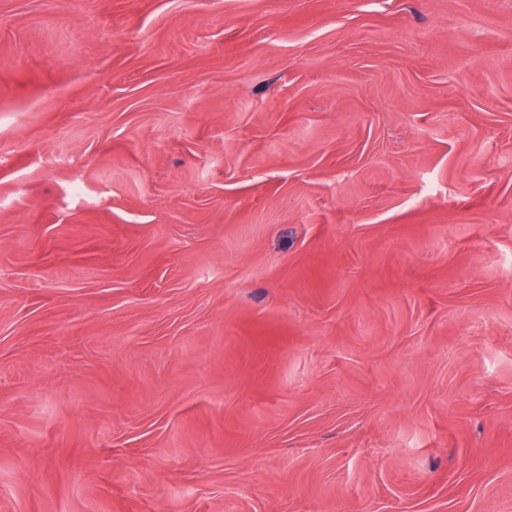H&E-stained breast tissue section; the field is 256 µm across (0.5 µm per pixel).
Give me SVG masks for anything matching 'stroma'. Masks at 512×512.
<instances>
[{
  "instance_id": "stroma-1",
  "label": "stroma",
  "mask_w": 512,
  "mask_h": 512,
  "mask_svg": "<svg viewBox=\"0 0 512 512\" xmlns=\"http://www.w3.org/2000/svg\"><path fill=\"white\" fill-rule=\"evenodd\" d=\"M0 512H512V0H0Z\"/></svg>"
}]
</instances>
